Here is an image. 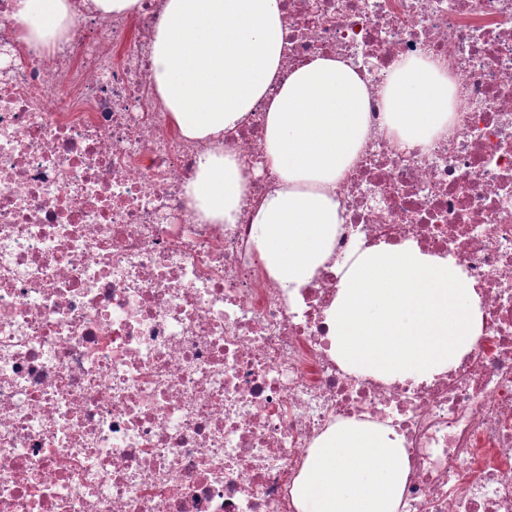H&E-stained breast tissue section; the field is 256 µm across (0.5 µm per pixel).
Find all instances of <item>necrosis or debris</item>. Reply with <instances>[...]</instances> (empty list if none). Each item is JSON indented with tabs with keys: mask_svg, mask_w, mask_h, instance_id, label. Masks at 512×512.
<instances>
[{
	"mask_svg": "<svg viewBox=\"0 0 512 512\" xmlns=\"http://www.w3.org/2000/svg\"><path fill=\"white\" fill-rule=\"evenodd\" d=\"M0 0V512H299L291 493L343 419L394 429L397 512H512V0H283V73L352 61L371 133L336 193L333 261L298 296L252 216L279 189L262 107L224 136L237 223L184 187L208 142L169 121L150 47L164 0L105 18L73 0L52 53ZM411 57L448 64L453 120L399 150L383 89ZM415 243L476 283L483 325L432 379L356 377L327 312L356 247Z\"/></svg>",
	"mask_w": 512,
	"mask_h": 512,
	"instance_id": "obj_1",
	"label": "necrosis or debris"
}]
</instances>
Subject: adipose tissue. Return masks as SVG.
Here are the masks:
<instances>
[{
	"label": "adipose tissue",
	"instance_id": "adipose-tissue-1",
	"mask_svg": "<svg viewBox=\"0 0 512 512\" xmlns=\"http://www.w3.org/2000/svg\"><path fill=\"white\" fill-rule=\"evenodd\" d=\"M27 43L55 50L69 28V0H14ZM280 0H166L152 48L155 90L175 128L212 148L186 186L201 219L237 221L242 165L224 134L265 105L266 160L282 186L253 217L268 274L297 295L329 261L344 209L336 184L368 134V88L349 61L312 54L281 78ZM385 125L398 147L447 133L448 75L430 59L400 62L383 91ZM403 438L355 420L337 423L310 450L292 495L300 512H397L408 470Z\"/></svg>",
	"mask_w": 512,
	"mask_h": 512
}]
</instances>
